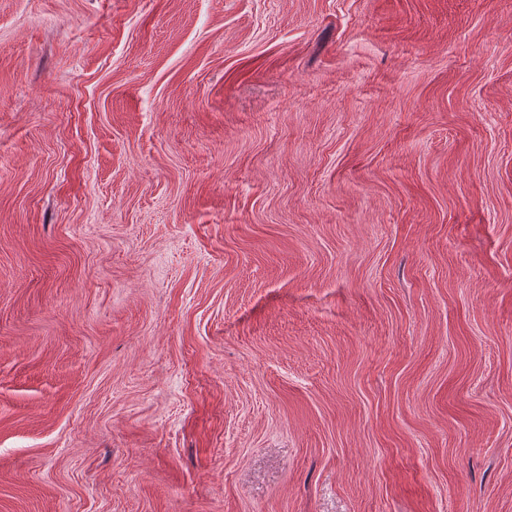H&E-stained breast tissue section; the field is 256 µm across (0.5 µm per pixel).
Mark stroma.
I'll return each mask as SVG.
<instances>
[{
    "mask_svg": "<svg viewBox=\"0 0 512 512\" xmlns=\"http://www.w3.org/2000/svg\"><path fill=\"white\" fill-rule=\"evenodd\" d=\"M0 512H512V0H0Z\"/></svg>",
    "mask_w": 512,
    "mask_h": 512,
    "instance_id": "1",
    "label": "stroma"
}]
</instances>
